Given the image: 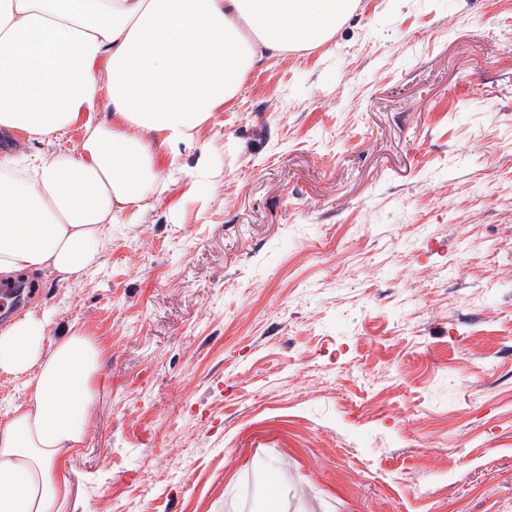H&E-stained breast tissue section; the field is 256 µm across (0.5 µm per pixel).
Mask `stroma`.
<instances>
[{
	"label": "stroma",
	"mask_w": 512,
	"mask_h": 512,
	"mask_svg": "<svg viewBox=\"0 0 512 512\" xmlns=\"http://www.w3.org/2000/svg\"><path fill=\"white\" fill-rule=\"evenodd\" d=\"M161 178L22 306L106 353L70 500L512 512V0H360L313 48H256Z\"/></svg>",
	"instance_id": "1"
}]
</instances>
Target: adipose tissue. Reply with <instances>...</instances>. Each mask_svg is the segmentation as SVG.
Masks as SVG:
<instances>
[{
  "instance_id": "adipose-tissue-1",
  "label": "adipose tissue",
  "mask_w": 512,
  "mask_h": 512,
  "mask_svg": "<svg viewBox=\"0 0 512 512\" xmlns=\"http://www.w3.org/2000/svg\"><path fill=\"white\" fill-rule=\"evenodd\" d=\"M357 0H0V134L85 132L78 153L0 155V275L67 279L95 266L105 227L161 187L242 84L261 43L282 53L327 39ZM111 120L98 119L101 104ZM27 313L0 330V371L30 401L0 425V512H61L60 449L81 444L104 350L74 333L46 347Z\"/></svg>"
}]
</instances>
